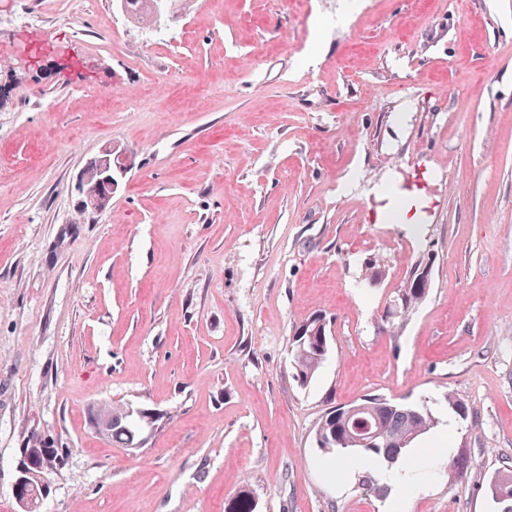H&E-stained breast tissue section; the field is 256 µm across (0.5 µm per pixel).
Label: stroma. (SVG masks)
<instances>
[{"label": "stroma", "mask_w": 512, "mask_h": 512, "mask_svg": "<svg viewBox=\"0 0 512 512\" xmlns=\"http://www.w3.org/2000/svg\"><path fill=\"white\" fill-rule=\"evenodd\" d=\"M0 512L54 448L42 512H393L315 441L381 395L464 446L411 512H498L512 468V0H189L150 28L115 0H0ZM133 167L76 223L107 144ZM425 209L389 218L387 188ZM386 275L369 285L368 261ZM427 298L382 317L418 261ZM331 323L308 384L291 339ZM464 403L456 415L450 400ZM155 412L143 448L88 410ZM451 448H431L430 458L432 460L441 459L448 455ZM470 467V460L466 448H453L452 452L446 459H443L439 463V469L443 468L444 472L448 476L449 481H457L461 479Z\"/></svg>", "instance_id": "stroma-1"}]
</instances>
